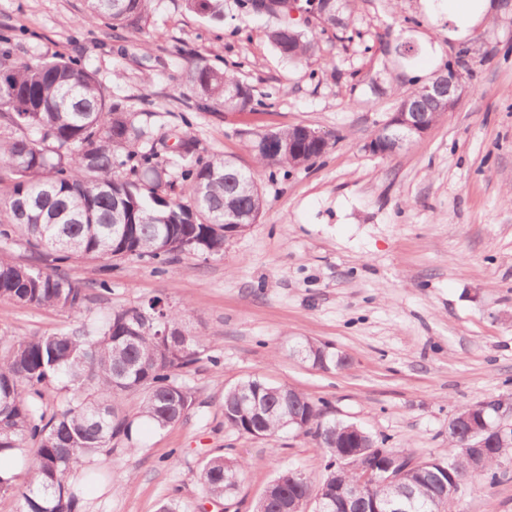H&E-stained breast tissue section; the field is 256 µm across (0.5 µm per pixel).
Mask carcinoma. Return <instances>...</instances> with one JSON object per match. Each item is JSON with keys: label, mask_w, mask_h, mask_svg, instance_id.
Wrapping results in <instances>:
<instances>
[{"label": "carcinoma", "mask_w": 512, "mask_h": 512, "mask_svg": "<svg viewBox=\"0 0 512 512\" xmlns=\"http://www.w3.org/2000/svg\"><path fill=\"white\" fill-rule=\"evenodd\" d=\"M149 0H86L83 21H103L113 29L137 32L147 18ZM194 11L219 20L220 0H185ZM278 51L300 60L313 51L304 34L281 24L268 32ZM12 31L0 30V240L15 234L58 263L88 257L105 261L149 260L196 252L224 255V230L245 232L257 223L267 201L254 176L220 155L203 158L193 140L180 141L176 159L151 141L140 113L111 102L93 72L62 55L34 63L14 56ZM184 84L201 111L224 105L255 111L263 103L224 71L196 64ZM417 102L421 120L446 111L445 100L422 101L415 87L401 102ZM283 149L267 152L254 141L264 167L301 166L319 157L313 142L288 151L292 132H277ZM0 298L80 314L90 300L87 289L56 271L21 265L0 255ZM185 311L161 297L132 309L87 320L50 334L12 337L0 350V457L27 445L35 448L30 479L21 493V512H79V492L68 482L77 466L115 445L134 447V419L158 429L183 419L194 405L178 376L208 350L203 336H170L184 330ZM306 359L344 367L347 359L313 340L300 345ZM58 386L65 403L49 408L43 390ZM139 396L135 413L123 398ZM225 423L242 434L274 439L283 432L311 436L324 448L326 469L347 456L351 467L337 478L313 482L301 472L276 478L259 501L261 512H302L303 504L328 494L358 499L410 496L408 512H438L453 487L491 469L512 455V438L493 433L480 450L456 445L448 459L428 457L399 471L391 488L360 482L378 447L371 435L358 438L350 424L326 418L325 409L306 394L259 378L243 380L224 392ZM247 464L222 455L209 458L199 481L206 496L222 499L244 481Z\"/></svg>", "instance_id": "1"}]
</instances>
